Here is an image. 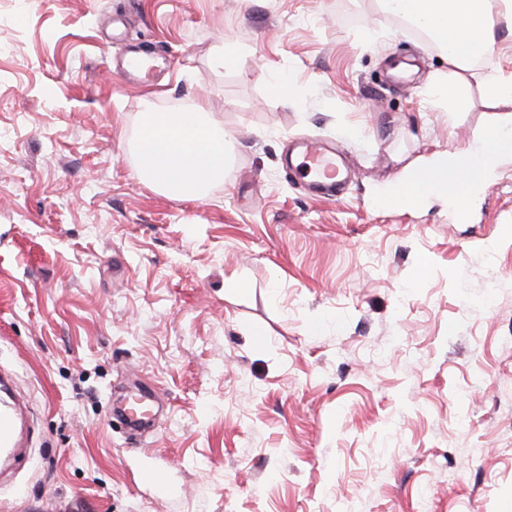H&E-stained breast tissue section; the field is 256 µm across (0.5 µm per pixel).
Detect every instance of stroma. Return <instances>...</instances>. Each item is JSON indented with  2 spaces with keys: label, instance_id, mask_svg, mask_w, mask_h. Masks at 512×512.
Instances as JSON below:
<instances>
[{
  "label": "stroma",
  "instance_id": "obj_1",
  "mask_svg": "<svg viewBox=\"0 0 512 512\" xmlns=\"http://www.w3.org/2000/svg\"><path fill=\"white\" fill-rule=\"evenodd\" d=\"M379 11L0 0V368L35 427L0 512H512V155L465 216L376 204L491 113L475 81L437 106L441 51ZM200 97L232 155L178 199L133 145L142 112ZM302 140L343 150L336 200L289 174ZM137 389L157 415L133 436L109 401Z\"/></svg>",
  "mask_w": 512,
  "mask_h": 512
}]
</instances>
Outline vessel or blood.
<instances>
[{"mask_svg": "<svg viewBox=\"0 0 512 512\" xmlns=\"http://www.w3.org/2000/svg\"><path fill=\"white\" fill-rule=\"evenodd\" d=\"M294 169L307 175V188L320 197L335 195L347 182L349 173L340 153L317 144L300 145ZM31 424L22 398L0 376V458L17 460L30 445Z\"/></svg>", "mask_w": 512, "mask_h": 512, "instance_id": "1", "label": "vessel or blood"}]
</instances>
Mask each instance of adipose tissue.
I'll return each mask as SVG.
<instances>
[{"instance_id": "obj_1", "label": "adipose tissue", "mask_w": 512, "mask_h": 512, "mask_svg": "<svg viewBox=\"0 0 512 512\" xmlns=\"http://www.w3.org/2000/svg\"><path fill=\"white\" fill-rule=\"evenodd\" d=\"M382 11L424 30L446 57L447 72L429 85L436 104L461 111L467 77L475 73L496 112L468 148L402 175L385 202L418 206L435 198L465 213L468 199L459 195V187L483 184L512 138V76L499 73L493 60L500 31L512 33V0H383ZM134 151L141 177L189 200L223 182L230 156L223 125L200 102L187 110L144 112Z\"/></svg>"}]
</instances>
